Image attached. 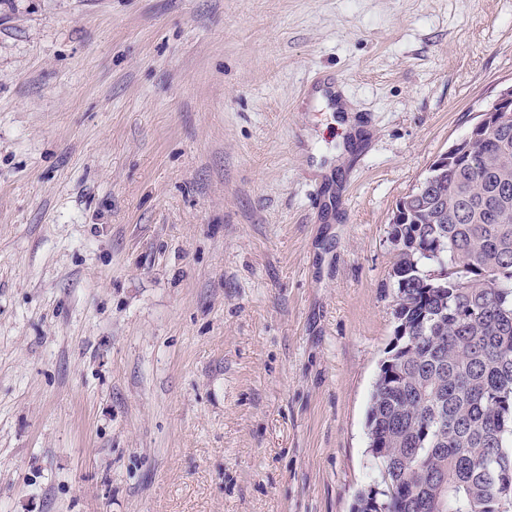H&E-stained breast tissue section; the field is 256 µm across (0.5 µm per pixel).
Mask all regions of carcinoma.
I'll return each mask as SVG.
<instances>
[{
	"mask_svg": "<svg viewBox=\"0 0 512 512\" xmlns=\"http://www.w3.org/2000/svg\"><path fill=\"white\" fill-rule=\"evenodd\" d=\"M512 118L392 227L395 327L362 512H502L512 489Z\"/></svg>",
	"mask_w": 512,
	"mask_h": 512,
	"instance_id": "carcinoma-1",
	"label": "carcinoma"
}]
</instances>
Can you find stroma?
Masks as SVG:
<instances>
[{"label":"stroma","mask_w":512,"mask_h":512,"mask_svg":"<svg viewBox=\"0 0 512 512\" xmlns=\"http://www.w3.org/2000/svg\"><path fill=\"white\" fill-rule=\"evenodd\" d=\"M510 85L512 0H0V512H352L393 211Z\"/></svg>","instance_id":"stroma-1"}]
</instances>
